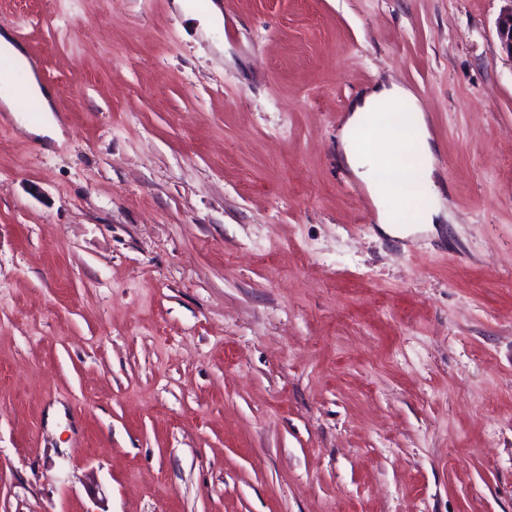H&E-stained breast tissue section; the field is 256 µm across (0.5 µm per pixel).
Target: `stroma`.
I'll return each instance as SVG.
<instances>
[{
    "mask_svg": "<svg viewBox=\"0 0 512 512\" xmlns=\"http://www.w3.org/2000/svg\"><path fill=\"white\" fill-rule=\"evenodd\" d=\"M0 0L63 144L0 111V512H512L502 0ZM421 102L437 232L340 161Z\"/></svg>",
    "mask_w": 512,
    "mask_h": 512,
    "instance_id": "stroma-1",
    "label": "stroma"
}]
</instances>
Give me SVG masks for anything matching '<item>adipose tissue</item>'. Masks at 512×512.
<instances>
[{"mask_svg":"<svg viewBox=\"0 0 512 512\" xmlns=\"http://www.w3.org/2000/svg\"><path fill=\"white\" fill-rule=\"evenodd\" d=\"M2 59L26 70L27 79L20 88L8 80L0 84V110L22 113L29 100H37L42 115L25 121L26 130L36 137L62 141V127L53 115V96L32 71L24 48L7 30L0 32ZM340 154L347 168L365 183L386 234L408 233L385 207L397 197L409 203L413 223H438L440 212L431 202L436 189L434 147L424 111L408 89L383 83L356 100L340 134Z\"/></svg>","mask_w":512,"mask_h":512,"instance_id":"adipose-tissue-1","label":"adipose tissue"}]
</instances>
